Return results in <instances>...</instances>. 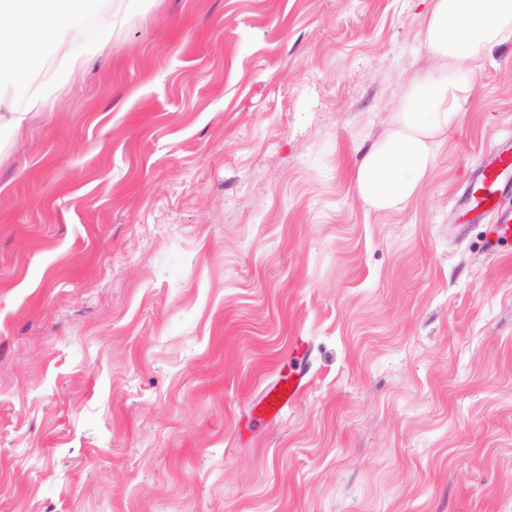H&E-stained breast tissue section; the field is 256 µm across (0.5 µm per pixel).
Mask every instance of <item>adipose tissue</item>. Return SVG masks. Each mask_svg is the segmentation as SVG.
Here are the masks:
<instances>
[{
  "instance_id": "obj_1",
  "label": "adipose tissue",
  "mask_w": 512,
  "mask_h": 512,
  "mask_svg": "<svg viewBox=\"0 0 512 512\" xmlns=\"http://www.w3.org/2000/svg\"><path fill=\"white\" fill-rule=\"evenodd\" d=\"M79 14L70 0H0V142L18 136L44 111L53 85L78 71L100 41L77 42ZM512 41V0H430L422 47L439 68L406 86L386 135L359 160L354 189L375 211L416 200L430 176L439 138L457 126L475 93L471 63ZM57 66L33 81L30 68L46 52Z\"/></svg>"
}]
</instances>
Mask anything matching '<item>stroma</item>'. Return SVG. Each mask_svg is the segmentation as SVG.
Wrapping results in <instances>:
<instances>
[{
	"instance_id": "1",
	"label": "stroma",
	"mask_w": 512,
	"mask_h": 512,
	"mask_svg": "<svg viewBox=\"0 0 512 512\" xmlns=\"http://www.w3.org/2000/svg\"><path fill=\"white\" fill-rule=\"evenodd\" d=\"M112 6L0 144V512H512V242L455 204L512 41L377 213L354 172L438 66L425 0ZM305 374L297 372L293 377L278 388H274L268 394V406L272 411L279 410L287 400H291L299 395L306 384ZM286 386V389H283ZM280 393V396H277Z\"/></svg>"
}]
</instances>
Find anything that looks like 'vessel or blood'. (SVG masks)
I'll return each mask as SVG.
<instances>
[{"label": "vessel or blood", "mask_w": 512, "mask_h": 512, "mask_svg": "<svg viewBox=\"0 0 512 512\" xmlns=\"http://www.w3.org/2000/svg\"><path fill=\"white\" fill-rule=\"evenodd\" d=\"M490 160L481 162L476 169L472 184L460 197V205L482 217H491V234L494 241L512 240V209L504 206L503 199L512 193V183L505 177L512 171V143L492 147ZM305 386L303 373L289 378L281 392H269L268 406L279 410L285 401L299 395Z\"/></svg>", "instance_id": "1"}]
</instances>
